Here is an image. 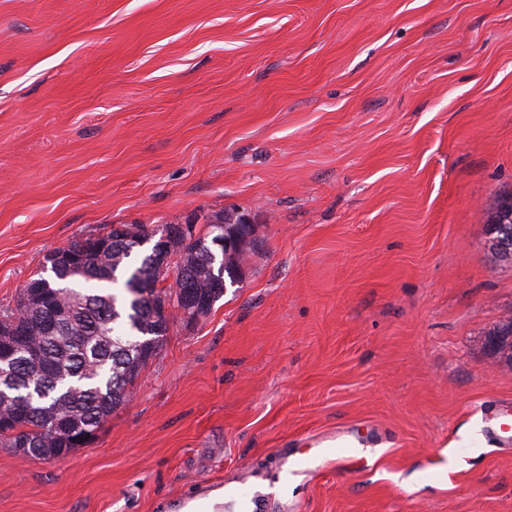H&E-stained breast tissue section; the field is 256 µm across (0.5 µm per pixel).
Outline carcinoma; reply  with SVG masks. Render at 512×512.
<instances>
[{
  "label": "carcinoma",
  "mask_w": 512,
  "mask_h": 512,
  "mask_svg": "<svg viewBox=\"0 0 512 512\" xmlns=\"http://www.w3.org/2000/svg\"><path fill=\"white\" fill-rule=\"evenodd\" d=\"M233 217L215 214L207 231L188 236L170 232V224H120L54 250L71 260L46 258L52 277L31 279L16 305L0 310V344L21 336L37 353L0 371V417L14 422L0 429V446L26 457L59 456L131 401L148 365L144 350L165 340L167 328H158L157 319L163 300L199 297L208 303L201 318L224 296L225 283L241 280L247 252L225 255L213 227ZM174 256V284L160 288L171 274L157 263Z\"/></svg>",
  "instance_id": "cac0c4a2"
}]
</instances>
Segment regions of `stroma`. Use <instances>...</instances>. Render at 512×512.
<instances>
[{
    "label": "stroma",
    "instance_id": "35a3bbf8",
    "mask_svg": "<svg viewBox=\"0 0 512 512\" xmlns=\"http://www.w3.org/2000/svg\"><path fill=\"white\" fill-rule=\"evenodd\" d=\"M510 195L512 0H0V308L112 225L255 227L92 445L0 447V512H512ZM503 209L508 211V220H500L495 222V224H501V225H493L491 228V236L494 234H498L495 239L493 240V243L496 244V246L492 247L489 251L490 254L494 259L500 260V261H510L512 262V250L509 257H502L498 259V256H500V253L498 250H506L509 249L510 246H506L507 244L510 245L512 240V198L507 199L502 204ZM509 224V225H505Z\"/></svg>",
    "mask_w": 512,
    "mask_h": 512
}]
</instances>
